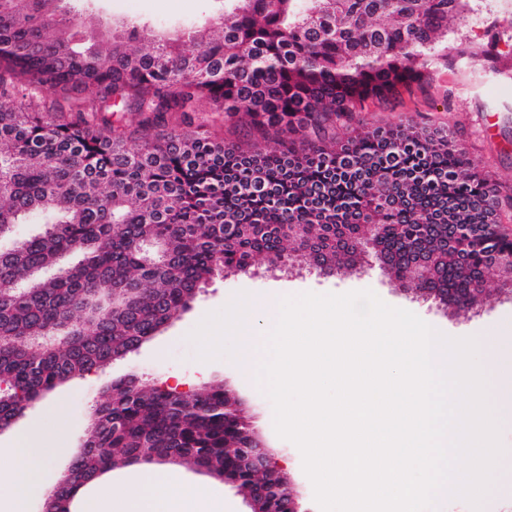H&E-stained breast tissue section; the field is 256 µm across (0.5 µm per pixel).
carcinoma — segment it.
<instances>
[{
	"instance_id": "1",
	"label": "carcinoma",
	"mask_w": 512,
	"mask_h": 512,
	"mask_svg": "<svg viewBox=\"0 0 512 512\" xmlns=\"http://www.w3.org/2000/svg\"><path fill=\"white\" fill-rule=\"evenodd\" d=\"M478 0H224L202 24L100 30L87 0H0V241L29 216L52 220L0 248V431L23 405L101 371L186 310L225 270L255 255L278 265L363 266L374 226L388 230L386 274L402 285L485 299L475 276L512 252L497 232L512 208L475 169L456 132L407 120H336L430 80L448 62L484 64L465 24ZM138 46H133V43ZM263 134L215 140L207 116ZM139 141L137 148L128 141ZM66 255L78 258L61 266ZM253 428L222 383L191 396L112 383L93 410L56 512L104 473L134 463L229 471ZM284 492L263 508L288 512Z\"/></svg>"
}]
</instances>
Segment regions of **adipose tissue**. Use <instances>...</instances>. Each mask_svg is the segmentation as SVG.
Segmentation results:
<instances>
[{"label":"adipose tissue","instance_id":"adipose-tissue-1","mask_svg":"<svg viewBox=\"0 0 512 512\" xmlns=\"http://www.w3.org/2000/svg\"><path fill=\"white\" fill-rule=\"evenodd\" d=\"M59 449L37 430L20 435L9 449L0 448V485H7L9 512H26L37 491V473ZM133 478L120 496L100 489L88 496L83 512H224V501L204 485L180 483L157 466H133Z\"/></svg>","mask_w":512,"mask_h":512}]
</instances>
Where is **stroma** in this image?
I'll return each mask as SVG.
<instances>
[{"label":"stroma","instance_id":"1","mask_svg":"<svg viewBox=\"0 0 512 512\" xmlns=\"http://www.w3.org/2000/svg\"><path fill=\"white\" fill-rule=\"evenodd\" d=\"M94 16L121 26L130 20L163 23L184 28L207 19L216 9L214 0H92ZM411 118L427 126L456 130L469 159L478 170L512 185V80L493 74L488 67L460 65L437 74L420 85L401 89L387 104H372L355 113L354 121L375 126ZM369 290L389 306L413 312L442 334L456 338L489 332L501 322L512 321V291L490 287L488 298L476 309L457 312L433 301H422L413 291L399 287L378 267H364L350 275L327 276L308 264L269 270L264 257H255L249 272L215 278L201 290L189 308L168 322L136 352L111 367L75 378L37 402L20 421L18 429L0 433V448L10 446L18 430L39 426L59 437L67 452L38 474L39 494L27 512H38L40 494L55 482L60 470L73 459L87 418L101 403L106 386L127 376L183 395L203 384L221 380L243 401L259 439L273 450V459L286 473L305 512H320L311 481L302 468V456L290 441L277 436L272 403L254 378L242 376L235 360L226 355L204 361L191 331L211 312L224 308L237 294L258 299L269 295L297 296L305 292L343 294Z\"/></svg>","mask_w":512,"mask_h":512}]
</instances>
